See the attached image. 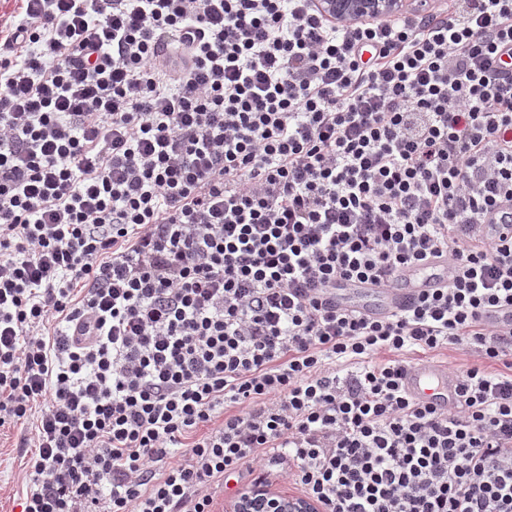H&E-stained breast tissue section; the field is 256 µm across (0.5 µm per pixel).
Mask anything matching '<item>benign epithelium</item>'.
Listing matches in <instances>:
<instances>
[{
    "mask_svg": "<svg viewBox=\"0 0 512 512\" xmlns=\"http://www.w3.org/2000/svg\"><path fill=\"white\" fill-rule=\"evenodd\" d=\"M443 0H315L317 9L338 27L354 21H382L411 15L435 14ZM315 503L262 487L240 498L230 512H314Z\"/></svg>",
    "mask_w": 512,
    "mask_h": 512,
    "instance_id": "1",
    "label": "benign epithelium"
}]
</instances>
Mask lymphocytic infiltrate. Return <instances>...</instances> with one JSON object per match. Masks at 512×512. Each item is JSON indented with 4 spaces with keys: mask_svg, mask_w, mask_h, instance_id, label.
Returning a JSON list of instances; mask_svg holds the SVG:
<instances>
[{
    "mask_svg": "<svg viewBox=\"0 0 512 512\" xmlns=\"http://www.w3.org/2000/svg\"><path fill=\"white\" fill-rule=\"evenodd\" d=\"M0 44V427L21 512H512V0H20ZM447 282L385 317L341 279ZM455 348L459 404L410 356ZM443 0H316L317 9L336 27L354 21H382L411 15L441 13ZM438 10V11H437ZM412 358L413 363L424 362L413 364L404 372V392L416 402L438 408H448V403L458 398L459 386L457 378L448 373V367L435 361L452 362L453 365L465 367L478 359L475 354H464L454 349L425 354L417 352ZM25 426L0 427V512H21L19 498L26 490L24 455L32 448H19ZM272 485L279 492L271 488L262 487L251 494L243 496L235 501L229 511L232 512H315L314 502L303 498H293L290 496L303 497L300 486L277 479L272 480ZM286 493V494H285ZM290 496H288V495Z\"/></svg>",
    "mask_w": 512,
    "mask_h": 512,
    "instance_id": "obj_1",
    "label": "lymphocytic infiltrate"
}]
</instances>
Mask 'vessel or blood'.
Segmentation results:
<instances>
[{"label":"vessel or blood","mask_w":512,"mask_h":512,"mask_svg":"<svg viewBox=\"0 0 512 512\" xmlns=\"http://www.w3.org/2000/svg\"><path fill=\"white\" fill-rule=\"evenodd\" d=\"M445 278L442 263L426 272L409 269L398 274L395 282L379 288L356 280H341L332 295L337 307L359 309L373 315H386L409 306L419 293L438 287ZM404 392L414 401L438 408L447 407L459 394L458 380L447 367L424 361L409 367L403 374Z\"/></svg>","instance_id":"b4317fda"}]
</instances>
